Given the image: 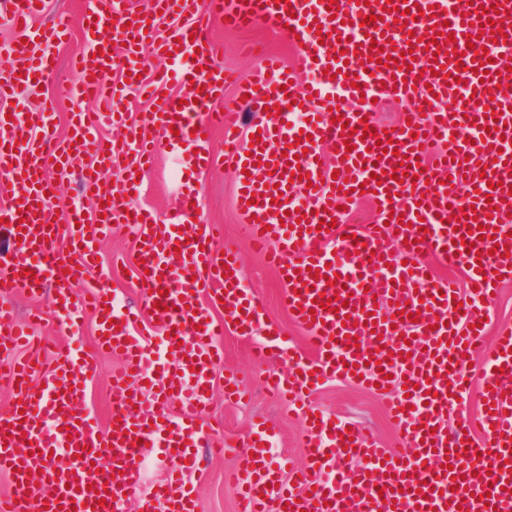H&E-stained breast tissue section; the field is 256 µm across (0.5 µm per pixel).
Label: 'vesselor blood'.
Here are the masks:
<instances>
[{"label": "vessel or blood", "mask_w": 512, "mask_h": 512, "mask_svg": "<svg viewBox=\"0 0 512 512\" xmlns=\"http://www.w3.org/2000/svg\"><path fill=\"white\" fill-rule=\"evenodd\" d=\"M157 6L189 16L193 25L172 29L154 53L170 54L177 65L192 51L194 68L178 99L154 81L156 128L190 145L198 165L208 167L216 161L208 134L223 127L225 156L241 171L237 206L267 263L284 278V306L314 350L303 355L274 327L260 340L261 350L290 363L286 376L268 384L301 411L309 463L289 473L257 465L252 448L269 449L275 436L273 426L260 422L230 475L240 489L238 512H512V330L500 333L478 370H468L483 339L481 316L451 318L457 290L428 262L433 256L466 266L477 298L512 280V227L502 223L512 200V73L503 56L486 54L496 45L512 48V0L464 6L458 0H157ZM38 12L37 0H0V22L21 32L0 48L14 70L0 83L1 99L55 71L44 48L62 40L70 23L61 16L51 26L35 25ZM134 18L129 0H84L90 48L74 61L82 81L70 94L102 101L116 126H125L120 102L143 86L138 57L116 55ZM215 18L228 31L264 24L295 34L291 64L263 55L253 78L237 88L272 110L257 124L259 139H244L231 114L217 107L227 77L221 47L208 34ZM471 38L476 47H468ZM119 63L129 76L116 86L109 76ZM301 74L312 75L308 86L297 83ZM390 95L409 103L406 120L359 133L374 100ZM75 116L74 137L60 143L34 136L50 125L51 108L0 114V178L14 196L0 205V220L21 239L0 264V290L38 295L53 287L55 312L71 331L85 313L98 318L100 345L123 360L113 377L122 396L108 426L99 428L84 408L93 358L61 351L43 369L40 344L29 342L14 308L1 302L0 380L14 401L0 413V472L13 483L0 512H28L41 485L51 490L42 501L47 512H114L140 474L146 442L163 449L172 466L152 499L141 500L140 512H151L156 500L166 512H196L186 472L205 436L200 421L212 374L224 361L213 342L224 325L212 311L223 308L242 336L254 334L263 312L236 259L214 248L221 225L189 221L201 187L183 192L180 206L154 225L128 211L123 193L91 168L83 188L94 211L72 212L63 225L54 221L45 171L67 167L73 151L92 149L99 164L123 154L131 173L152 160L143 133L125 127L121 144L108 145L93 136L97 114ZM438 144L441 162L428 163ZM325 146L333 149L329 165ZM396 167L402 180L389 176ZM304 181L310 187L302 200L297 189ZM363 198L377 202L380 223L336 229L345 209ZM113 224L138 229L146 268L140 288L151 310L140 330L129 313L113 310L105 291L75 295L102 230ZM62 236L70 252L56 248ZM395 240L403 244L404 262L392 260ZM153 334L162 335L171 361L145 393L138 383ZM23 342L31 358L7 361ZM338 375L388 391L396 452L377 447L359 427L331 424L310 406L316 388ZM395 386L401 395H392ZM474 390L480 412L448 430L449 405ZM170 401L180 404L175 416L158 420L155 406ZM351 459L361 467L343 470L341 461Z\"/></svg>", "instance_id": "obj_1"}]
</instances>
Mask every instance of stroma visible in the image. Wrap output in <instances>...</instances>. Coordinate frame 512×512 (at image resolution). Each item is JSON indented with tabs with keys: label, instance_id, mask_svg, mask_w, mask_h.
<instances>
[{
	"label": "stroma",
	"instance_id": "1",
	"mask_svg": "<svg viewBox=\"0 0 512 512\" xmlns=\"http://www.w3.org/2000/svg\"><path fill=\"white\" fill-rule=\"evenodd\" d=\"M81 0H45L44 8L37 17V24L53 23L58 16H68L71 28L61 41L49 45L47 51L56 59L57 70L44 85H30L19 89L14 108L19 112H33L42 106H51L54 111L50 137L65 139L70 135V119L74 105L68 95L69 88L77 81L71 67L74 56L85 51L81 18ZM209 34L222 42L224 47L223 67L238 77H247L258 66L259 57L243 52L246 43H255L264 51L290 59L293 48L279 31L258 26L244 33H228L221 22H213ZM155 164L143 171L139 185L127 195L129 206L150 212L156 222H163L168 213L179 203L184 183L201 185L203 196L195 220L224 227L223 245L235 249L240 257L241 274L263 307L267 324L283 330L292 344L306 348L307 333L289 316L282 302L283 285L278 274L269 268L256 254L249 240V230L236 208L237 175L235 166L228 160H220L207 169L187 166L182 146L158 137ZM93 159L90 152L76 150L67 173L47 169L46 177L55 187L54 214L56 220H64L68 211L81 208L92 210L94 201L82 190V173ZM435 273L456 282L463 306L486 314L484 345H492L499 328L512 327V282L503 284L493 300L471 299L466 287V273L460 266H448L433 261ZM105 286L117 305L133 306L141 311L142 322H149L150 312L143 309V299L138 288V238L129 224L113 225L99 244V252L87 265L81 290L89 291L96 286ZM20 322H27L33 307H41L43 316L33 325L31 332L45 345L42 355L44 364H52L57 349L77 347L96 361V372L88 387V407L99 427H107L112 405L118 396L112 390L111 378L118 361L111 353L98 346V327L95 319L81 320L77 334H70L58 320L52 305L51 290L34 296L19 290L9 296ZM224 347V366L212 376L209 391L210 405L204 420L205 427L216 429L221 439L232 445H243L259 420H266L276 427L278 434L274 447L268 455L269 462L276 463L288 458L296 467L306 462L305 426L299 416L289 414L264 387L270 374L286 373L288 361L276 358L258 366L253 362L254 339L226 330L221 340ZM235 373L246 389L244 397L228 401L224 398V377ZM313 405L326 412L335 421L349 422L370 432L381 448L391 447L397 435L385 409L382 393L362 387L343 377L326 380L312 397ZM146 464L137 484L131 489L129 499L123 504V512H137L138 502L160 481L170 466L168 458L162 457L160 449L146 447L143 450ZM196 465L188 477L197 490V512H237V492L226 483V471L234 467V454H218L208 448L196 451Z\"/></svg>",
	"mask_w": 512,
	"mask_h": 512
}]
</instances>
